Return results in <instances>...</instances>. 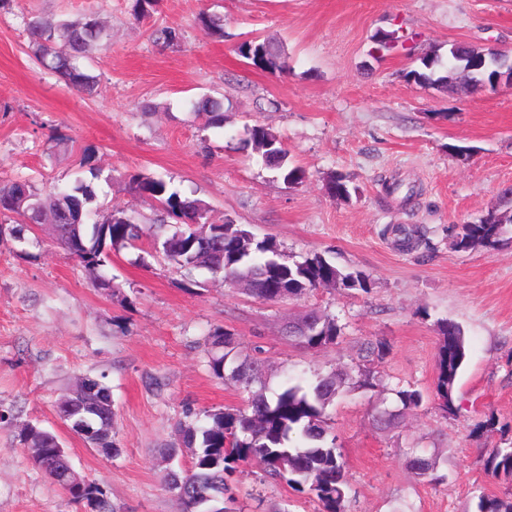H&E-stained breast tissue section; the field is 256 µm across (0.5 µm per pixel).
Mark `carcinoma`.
Masks as SVG:
<instances>
[{
    "label": "carcinoma",
    "instance_id": "cac0c4a2",
    "mask_svg": "<svg viewBox=\"0 0 512 512\" xmlns=\"http://www.w3.org/2000/svg\"><path fill=\"white\" fill-rule=\"evenodd\" d=\"M156 3L157 0H134L133 15L138 20L152 17ZM23 22L33 55L43 68L87 94L95 91L97 77L81 65V60L104 41L103 29L92 15L54 20L28 14ZM199 23L212 35L224 34L222 19L217 15L202 14ZM151 38L156 43L173 45L179 41V33L169 26H157L152 29ZM238 51L252 60L256 68L270 74L288 69L286 58L267 42L245 41ZM476 55L477 47L453 43L448 48L447 61H442L437 53L425 55L420 58L421 66L409 71L406 77L415 83L448 88ZM498 75L496 67L469 73L476 87L493 85ZM196 108L213 113L216 122L223 123L222 100L203 97ZM248 132L267 168L278 171L289 184L302 181L305 172L299 167H288V150L277 134L263 125H254ZM134 183L139 197L156 205V223L148 228L122 213H108L101 206L91 208L96 193L80 178L47 197L31 182L16 180L0 189V235H4V224L8 221L23 224L28 218L41 224L48 216L60 225L55 238L58 248L91 270L109 263L112 251L135 247L148 236L154 252L185 277L206 269L228 284H246L251 296L266 303L298 299L325 286L368 290L369 280L364 274L341 268L319 253L290 261L274 240H257L243 224L212 219L206 204L169 190L161 178L139 175L134 177ZM349 183V177L338 174L329 178L324 189L333 198H348ZM507 222L512 223V215L489 213L477 222L456 225V245L461 250H494ZM440 332L436 389L440 409L446 413L453 409V389L466 358V339L461 326L453 321L442 322ZM288 337L308 348L319 349L336 344L341 327L335 319L314 310L312 321L296 328ZM207 357L212 374L220 379L228 376L239 383L248 399L243 408L189 409L186 416L195 422H178V442L193 449V462L182 472L167 471L163 482L176 491L180 512H205V496L216 499L224 493V512H237L235 498L228 495L229 482L239 465L249 462L292 490L311 495L319 512H344L348 480L327 408L344 391L348 375L332 372L318 377L306 388L299 383H287L270 398L266 382L257 376L258 360L235 352L233 334L221 331L208 336ZM395 395L397 406L381 415L389 424L402 411L417 408L423 401L422 393L410 387L398 388ZM56 412L69 421H86L94 430L84 437L91 447L117 451L112 442V396L100 381L91 380L88 391H71L57 404ZM18 437L24 447L41 452L42 458L35 467L66 494L76 501H86L93 512H115L98 486L75 493L60 480L64 464L53 454L61 441L58 434L27 423L20 428ZM485 469L494 478L512 481V448L492 449ZM476 512H512V497L482 495Z\"/></svg>",
    "mask_w": 512,
    "mask_h": 512
}]
</instances>
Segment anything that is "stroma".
Here are the masks:
<instances>
[{
	"instance_id": "stroma-1",
	"label": "stroma",
	"mask_w": 512,
	"mask_h": 512,
	"mask_svg": "<svg viewBox=\"0 0 512 512\" xmlns=\"http://www.w3.org/2000/svg\"><path fill=\"white\" fill-rule=\"evenodd\" d=\"M94 11L107 34L89 71L93 94L66 86L30 55L22 17ZM224 19L206 34L201 12ZM180 32L170 47L152 26ZM398 33L404 46L375 53ZM255 37L282 46L283 74L255 69L238 47ZM492 45L512 57V0H159L152 19H134L131 0H8L0 8V187L18 179L49 190L82 174L104 208L145 224L150 203L136 175L164 177L201 199L214 218L273 239L290 258L320 253L363 271L368 291L321 288L270 305L202 272L196 285L138 249L100 268L106 288L52 242L49 225L0 241V512H90L53 484L20 445V424L55 431L74 470L95 482L117 512H179L161 482V453L187 409L242 406L231 379L210 371L205 339L233 334L240 352L261 347L270 391L286 379L315 380L369 364L372 389H348L327 412L348 473L346 512H474L481 494H512L487 475L490 449L512 445V224L497 249L459 250L454 225L506 211L512 188V86L443 90L409 81L428 52L452 42ZM224 101L215 126L193 101ZM264 125L288 146L303 183L265 168L247 130ZM88 167H80L84 153ZM357 192L332 198V174ZM402 188L386 192L385 183ZM419 189L407 199L408 188ZM388 224L416 228V251L382 236ZM314 309L342 327L334 345L309 349L282 326ZM458 323L466 359L454 409L436 396L441 322ZM388 345L368 360L371 344ZM112 390L116 454L90 448L56 414V401L80 378ZM420 390L424 403L399 424L379 413L394 388ZM437 461L418 476L412 456ZM231 487L243 512H317L309 495L241 465Z\"/></svg>"
}]
</instances>
